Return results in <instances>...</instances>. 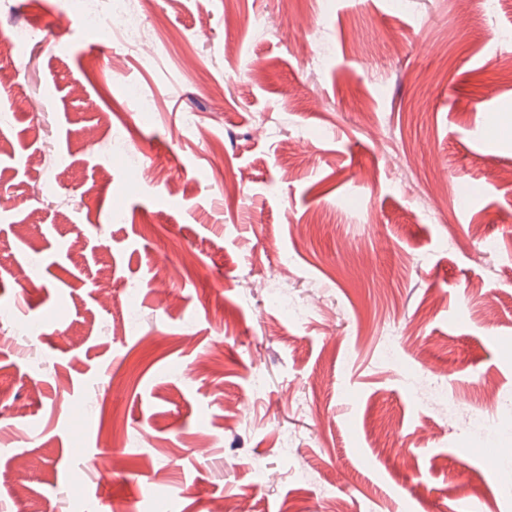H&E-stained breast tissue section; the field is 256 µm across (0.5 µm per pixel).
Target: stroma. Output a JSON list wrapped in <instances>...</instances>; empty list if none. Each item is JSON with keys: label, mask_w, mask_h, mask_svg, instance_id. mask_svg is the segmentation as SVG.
<instances>
[{"label": "stroma", "mask_w": 512, "mask_h": 512, "mask_svg": "<svg viewBox=\"0 0 512 512\" xmlns=\"http://www.w3.org/2000/svg\"><path fill=\"white\" fill-rule=\"evenodd\" d=\"M405 2L0 0V507L512 512V0ZM122 2L123 0H69V6L80 15L87 28L93 29L97 24L102 5L106 4L111 20L115 22L114 28L122 34L124 39L131 42L146 41L138 16L125 12L121 7Z\"/></svg>", "instance_id": "35a3bbf8"}]
</instances>
